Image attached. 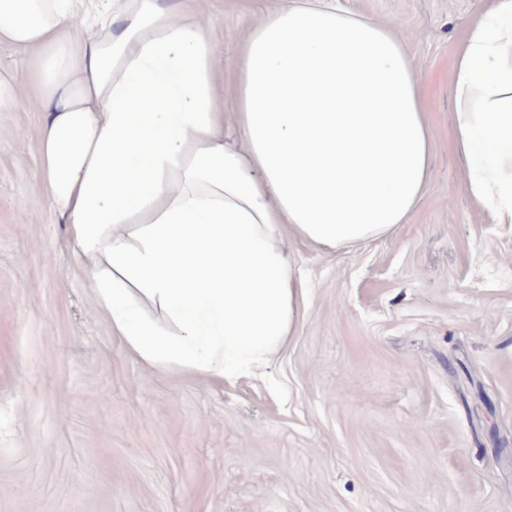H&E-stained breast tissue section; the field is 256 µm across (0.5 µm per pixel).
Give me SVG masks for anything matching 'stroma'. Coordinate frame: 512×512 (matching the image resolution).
Instances as JSON below:
<instances>
[{
    "mask_svg": "<svg viewBox=\"0 0 512 512\" xmlns=\"http://www.w3.org/2000/svg\"><path fill=\"white\" fill-rule=\"evenodd\" d=\"M278 0H207L232 100ZM488 0H324L390 26L422 80L409 223L288 249L307 293L260 376L147 366L97 312L37 184V109L0 114V512H512V224L453 144L458 43Z\"/></svg>",
    "mask_w": 512,
    "mask_h": 512,
    "instance_id": "obj_1",
    "label": "stroma"
}]
</instances>
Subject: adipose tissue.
<instances>
[{
    "label": "adipose tissue",
    "mask_w": 512,
    "mask_h": 512,
    "mask_svg": "<svg viewBox=\"0 0 512 512\" xmlns=\"http://www.w3.org/2000/svg\"><path fill=\"white\" fill-rule=\"evenodd\" d=\"M205 0H0V113L38 106L39 189L100 313L148 366L257 374L306 287L288 252L407 223L430 176L421 79L394 31L280 0L247 31L232 104ZM465 186L512 224V0L454 60Z\"/></svg>",
    "instance_id": "obj_1"
}]
</instances>
